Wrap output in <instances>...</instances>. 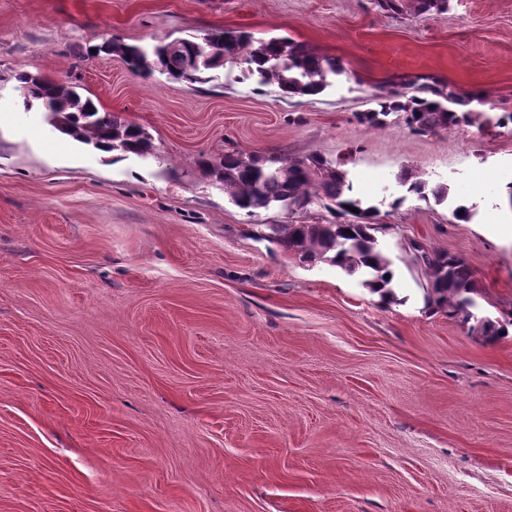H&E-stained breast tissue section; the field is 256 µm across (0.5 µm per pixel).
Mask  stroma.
<instances>
[{
  "mask_svg": "<svg viewBox=\"0 0 512 512\" xmlns=\"http://www.w3.org/2000/svg\"><path fill=\"white\" fill-rule=\"evenodd\" d=\"M214 29L346 73L285 98L236 64L188 83L93 51ZM22 70L141 125L151 155L63 136ZM416 77L512 111V0H0V512H512V336L428 307L407 248L462 257L480 315L512 309V125L357 121ZM231 151L339 162L388 226L399 303L269 243L294 214L247 213L196 165ZM404 169L472 219L403 196ZM380 11L389 15H402L408 10L414 14L440 13L448 9V0H376Z\"/></svg>",
  "mask_w": 512,
  "mask_h": 512,
  "instance_id": "stroma-1",
  "label": "stroma"
}]
</instances>
